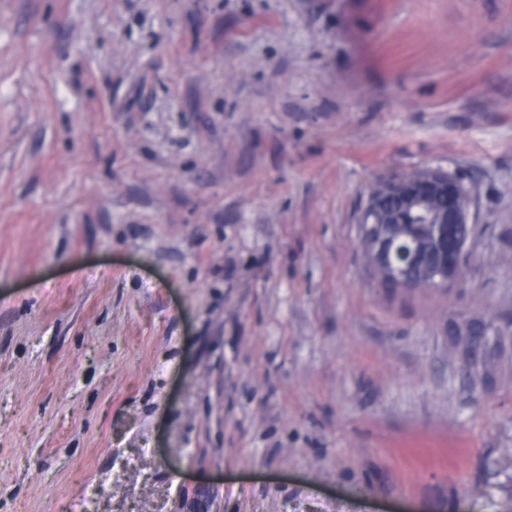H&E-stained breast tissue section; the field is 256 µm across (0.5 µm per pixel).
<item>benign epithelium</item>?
Listing matches in <instances>:
<instances>
[{"instance_id":"1","label":"benign epithelium","mask_w":512,"mask_h":512,"mask_svg":"<svg viewBox=\"0 0 512 512\" xmlns=\"http://www.w3.org/2000/svg\"><path fill=\"white\" fill-rule=\"evenodd\" d=\"M386 184L394 202L392 214L398 224L405 223L412 210L422 208L432 197L448 200V205L432 216L431 252L436 268L435 285H446L458 280L472 234L469 212L455 204V199L464 191L462 180L444 170L431 168L428 175L419 180L406 181L397 176L387 179ZM361 234L363 243L371 251L374 264L385 270L390 282L396 286H410L406 275L392 262V254H397L409 263L416 260V255L394 248L388 236H376L368 227ZM487 329L488 325L482 321H470L449 328L448 336L453 340L459 336L467 337L469 349L472 350L480 347Z\"/></svg>"}]
</instances>
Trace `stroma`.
I'll list each match as a JSON object with an SVG mask.
<instances>
[{
	"label": "stroma",
	"instance_id": "1",
	"mask_svg": "<svg viewBox=\"0 0 512 512\" xmlns=\"http://www.w3.org/2000/svg\"><path fill=\"white\" fill-rule=\"evenodd\" d=\"M461 177L441 290L360 244ZM512 0H0V512H512ZM427 176L415 180L406 181L401 177L412 179L426 174L424 169L406 172L401 177H393L384 180L394 202L392 211L396 220L395 229L402 240L407 242L410 238L421 251H426L431 240V252L436 268V281L432 285L441 286L450 284L461 277L464 267L467 243L472 234L469 212L461 210L455 204L464 186L462 180L441 169H428ZM383 180L370 185L368 200H383L386 195V184ZM445 198L448 206H442V201L437 199L432 203L434 208H440L431 219L430 224H425L426 218L417 219L418 224H404L406 217L413 209H421L429 198ZM461 208L470 210L471 197L465 190L458 199ZM432 224H434L432 226ZM433 227V229H432ZM362 241L371 251L373 262L376 266L370 263V254L366 250L369 264L374 269L376 275L381 279L382 283L389 285L388 281L384 279V273L390 282L395 286H403L409 288L410 281L407 280L406 275L392 262V254L395 252L399 258L406 260L408 263H413L416 260V255L412 254L402 248L394 250V246L390 238L386 235L375 236L370 232V227H366L361 231ZM385 272H384V270ZM487 329L488 325L482 321H469L468 323L450 327L448 329V336L453 340H457L458 336H467L469 351H471L480 347ZM485 336H488V333Z\"/></svg>",
	"mask_w": 512,
	"mask_h": 512
}]
</instances>
